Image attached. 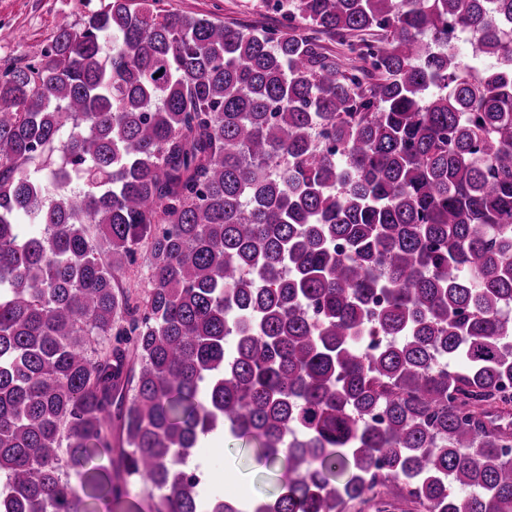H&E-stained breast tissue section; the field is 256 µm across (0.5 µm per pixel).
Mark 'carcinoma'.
<instances>
[{
  "label": "carcinoma",
  "mask_w": 512,
  "mask_h": 512,
  "mask_svg": "<svg viewBox=\"0 0 512 512\" xmlns=\"http://www.w3.org/2000/svg\"><path fill=\"white\" fill-rule=\"evenodd\" d=\"M269 2L0 72V512H512V0ZM227 434L215 433L193 448L189 466L202 478L208 495L248 502L268 494L264 469Z\"/></svg>",
  "instance_id": "1"
}]
</instances>
